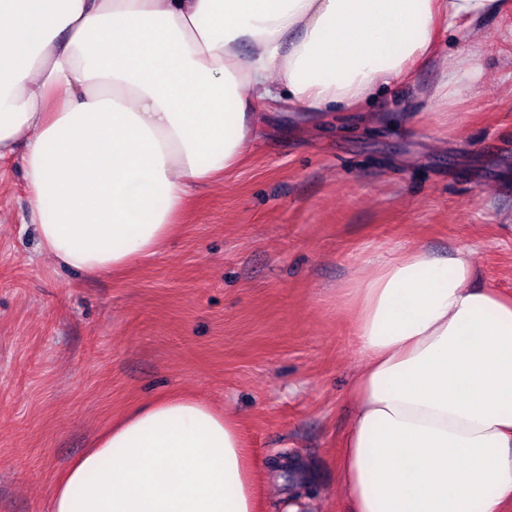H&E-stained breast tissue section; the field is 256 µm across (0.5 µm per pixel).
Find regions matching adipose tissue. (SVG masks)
I'll return each instance as SVG.
<instances>
[{
    "mask_svg": "<svg viewBox=\"0 0 512 512\" xmlns=\"http://www.w3.org/2000/svg\"><path fill=\"white\" fill-rule=\"evenodd\" d=\"M512 0H0V161L20 158L42 248L114 274L172 237L195 187L258 136L261 102L304 113L403 83L443 32ZM480 72L449 59L447 106ZM343 294L364 366L340 443L352 512L512 505V295L470 253L367 261ZM236 422L148 400L55 483L51 512H257Z\"/></svg>",
    "mask_w": 512,
    "mask_h": 512,
    "instance_id": "adipose-tissue-1",
    "label": "adipose tissue"
}]
</instances>
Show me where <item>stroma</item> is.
<instances>
[{"label":"stroma","instance_id":"1","mask_svg":"<svg viewBox=\"0 0 512 512\" xmlns=\"http://www.w3.org/2000/svg\"><path fill=\"white\" fill-rule=\"evenodd\" d=\"M512 13L443 36L410 81L265 131L180 232L123 274L57 265L38 244L20 159L0 162V512H50L53 485L129 409L183 394L230 413L259 512H350L339 444L363 365L340 292L403 247L472 251L512 293ZM496 43L477 57L476 43ZM483 76L436 127L448 55ZM302 459L312 493L271 466Z\"/></svg>","mask_w":512,"mask_h":512}]
</instances>
